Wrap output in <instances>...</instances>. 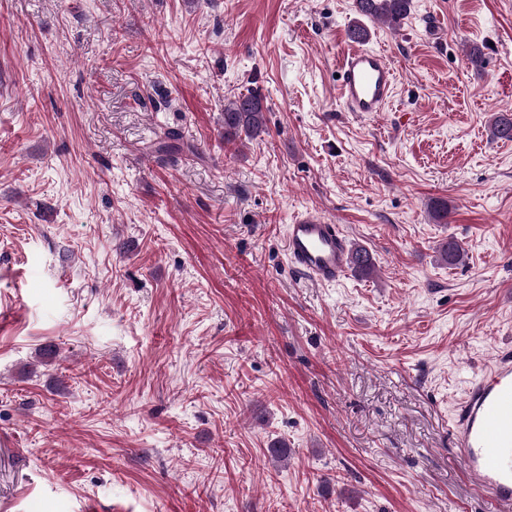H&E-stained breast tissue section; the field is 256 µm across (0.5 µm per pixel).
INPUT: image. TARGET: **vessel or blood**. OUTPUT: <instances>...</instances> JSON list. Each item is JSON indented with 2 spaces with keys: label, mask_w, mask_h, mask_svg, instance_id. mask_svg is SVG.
<instances>
[{
  "label": "vessel or blood",
  "mask_w": 512,
  "mask_h": 512,
  "mask_svg": "<svg viewBox=\"0 0 512 512\" xmlns=\"http://www.w3.org/2000/svg\"><path fill=\"white\" fill-rule=\"evenodd\" d=\"M336 93L346 111H383L394 92V71L385 54L348 41L337 64ZM290 266L318 285L336 283L352 265L353 247L341 227L307 213L289 224ZM451 435L468 479L501 508L512 512V353L497 355L475 373L455 407Z\"/></svg>",
  "instance_id": "b4317fda"
}]
</instances>
